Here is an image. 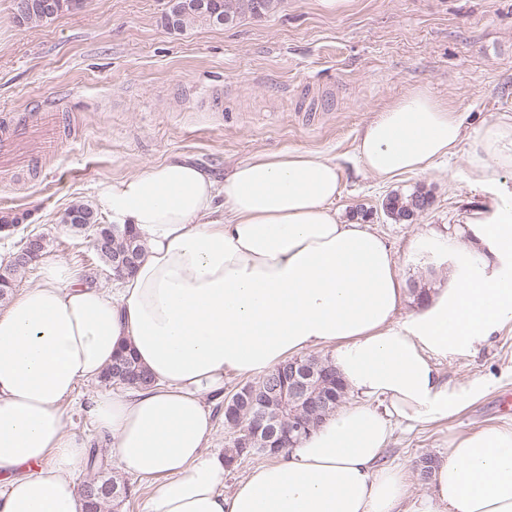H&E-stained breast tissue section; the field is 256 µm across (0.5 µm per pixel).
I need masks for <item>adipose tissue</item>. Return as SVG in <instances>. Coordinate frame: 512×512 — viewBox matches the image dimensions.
I'll return each mask as SVG.
<instances>
[{"label":"adipose tissue","instance_id":"adipose-tissue-1","mask_svg":"<svg viewBox=\"0 0 512 512\" xmlns=\"http://www.w3.org/2000/svg\"><path fill=\"white\" fill-rule=\"evenodd\" d=\"M464 142L474 184L512 171V117L471 131L456 105L417 87L364 125L355 154L388 182L431 171ZM340 184L335 157L297 150L256 154L220 178L171 158L100 184L99 206L136 229L144 252L112 289L44 256L40 283L0 310V512H82L77 479L96 442L157 480L145 512H512L510 422L452 437L423 496L381 463L396 426L446 419L473 397L450 391L433 357L512 322V195L469 220L446 285L399 321L398 261L336 211ZM321 346L358 402L225 494L204 396ZM124 347L153 385L93 398L96 437L69 430L64 402Z\"/></svg>","mask_w":512,"mask_h":512}]
</instances>
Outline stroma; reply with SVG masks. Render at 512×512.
<instances>
[{"label": "stroma", "instance_id": "obj_1", "mask_svg": "<svg viewBox=\"0 0 512 512\" xmlns=\"http://www.w3.org/2000/svg\"><path fill=\"white\" fill-rule=\"evenodd\" d=\"M168 0H84L54 20L21 24L13 0H0V115L57 106L78 117L80 139L61 129L54 163L30 168L27 128L19 155L0 175V212L19 215L0 235L5 265L28 235L47 252L111 287L89 233L62 218L75 203L95 205L100 183L147 165L186 157L222 176L230 163L260 152L320 151L342 172L337 209L369 215L398 258L409 287H442L450 236L491 199L512 192V172L498 185L472 184L464 154L426 174L383 183L365 173L355 139L376 112L411 88L459 105L469 129L512 115V0H350L339 14L319 0H279L261 18L224 26L167 28ZM423 187L430 208L395 223L381 210L394 191ZM449 390L479 389L459 413L398 429L383 460L404 467L410 490L430 493L417 469L424 456L445 457L454 434L512 422V324L475 348L434 359ZM127 490L105 512H143L153 479L109 461Z\"/></svg>", "mask_w": 512, "mask_h": 512}]
</instances>
